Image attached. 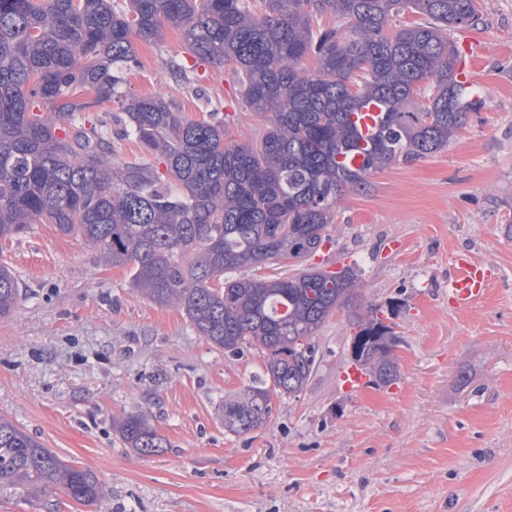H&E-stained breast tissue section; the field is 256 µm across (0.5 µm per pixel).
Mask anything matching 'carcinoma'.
<instances>
[{"mask_svg":"<svg viewBox=\"0 0 512 512\" xmlns=\"http://www.w3.org/2000/svg\"><path fill=\"white\" fill-rule=\"evenodd\" d=\"M407 11L422 18L400 22ZM478 16L477 0H0V240L53 224L131 267L138 292L176 305L224 352L260 349L264 375L224 404L225 426L248 434L270 418V391L303 390L326 319L355 307L357 269L304 265L333 243L343 195L394 162L447 148L482 108L457 81L450 39ZM325 17L331 23L314 28ZM169 30L193 63L173 57L168 75L189 84L201 66L229 68L246 110L268 117L259 143L224 141L217 107L198 121L127 90L142 66L137 44L157 45ZM108 101L118 103L112 123L79 117ZM369 101L383 112L363 148L354 117ZM126 139L165 171L117 159L115 143ZM360 150L354 169L348 159ZM286 259L298 272L235 275ZM20 298L17 277L0 266V316ZM385 314L371 304L353 319L356 334L374 337L363 368L382 385L398 377L382 341ZM118 431L142 454L163 447L140 415ZM0 487L60 492L85 507L104 497L91 470L2 416Z\"/></svg>","mask_w":512,"mask_h":512,"instance_id":"1","label":"carcinoma"}]
</instances>
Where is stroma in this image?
Returning a JSON list of instances; mask_svg holds the SVG:
<instances>
[{
	"instance_id": "obj_1",
	"label": "stroma",
	"mask_w": 512,
	"mask_h": 512,
	"mask_svg": "<svg viewBox=\"0 0 512 512\" xmlns=\"http://www.w3.org/2000/svg\"><path fill=\"white\" fill-rule=\"evenodd\" d=\"M466 36L485 104L433 155L399 161L346 193L335 242L312 261L352 265L358 306L402 297L388 387L346 391L348 312L313 343L304 390L273 397L260 428L238 435L224 404L264 371L250 348L234 356L199 336L181 311L142 297L130 270L97 247L35 224L0 241L19 304L0 316V416L105 490L98 512H512V0H478ZM137 95L160 94L193 119L232 117L224 138L254 143L267 120L247 112L223 70L197 89L165 76L184 53L177 32L139 49ZM468 251L490 275L463 314L448 306L451 258ZM143 415L165 440L127 447L116 423ZM0 512H87L66 496L0 489Z\"/></svg>"
}]
</instances>
